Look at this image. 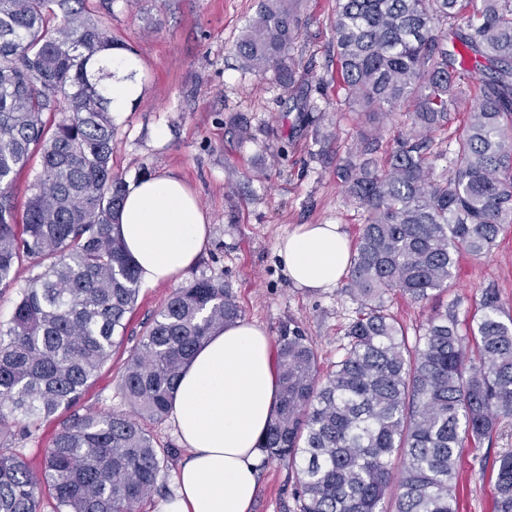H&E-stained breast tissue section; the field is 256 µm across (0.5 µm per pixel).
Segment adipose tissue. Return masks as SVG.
I'll list each match as a JSON object with an SVG mask.
<instances>
[{
	"label": "adipose tissue",
	"instance_id": "adipose-tissue-1",
	"mask_svg": "<svg viewBox=\"0 0 512 512\" xmlns=\"http://www.w3.org/2000/svg\"><path fill=\"white\" fill-rule=\"evenodd\" d=\"M104 63L112 72V109L125 111L140 91L135 60L116 50ZM119 232L146 286L184 275L209 240L205 212L172 176L127 186ZM349 255L348 239L336 224L300 225L278 246L288 278L313 290L335 287ZM275 405L269 336L246 321L215 332L186 367L174 394L172 418L185 458L175 494L160 512H249L257 449Z\"/></svg>",
	"mask_w": 512,
	"mask_h": 512
}]
</instances>
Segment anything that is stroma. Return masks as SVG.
I'll return each mask as SVG.
<instances>
[{
	"label": "stroma",
	"mask_w": 512,
	"mask_h": 512,
	"mask_svg": "<svg viewBox=\"0 0 512 512\" xmlns=\"http://www.w3.org/2000/svg\"><path fill=\"white\" fill-rule=\"evenodd\" d=\"M260 0H87L114 40L137 61L139 99L114 115L112 170L133 183L173 176L198 198L211 238L191 277L223 282L245 321L276 337L297 321L330 367L358 305L342 288L311 290L285 276L279 241L302 224H337L355 239L362 211L336 180V160L354 144L357 113L337 111L329 85L335 0H299L300 37L289 51L292 87L273 74L243 71L234 46ZM498 288L512 310V225L487 257L463 259L442 303L474 310L482 288ZM172 282L141 288L123 343L77 404L76 413L127 410L120 376L129 352L175 290ZM67 413L25 427L17 423L13 451L38 463ZM167 467L142 512H159L185 456L170 421L149 426ZM512 451V420L492 439L465 445L459 459L460 512H495L498 458ZM252 512H299L297 469L276 461L258 467Z\"/></svg>",
	"instance_id": "stroma-1"
}]
</instances>
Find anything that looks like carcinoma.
Returning <instances> with one entry per match:
<instances>
[{
	"label": "carcinoma",
	"mask_w": 512,
	"mask_h": 512,
	"mask_svg": "<svg viewBox=\"0 0 512 512\" xmlns=\"http://www.w3.org/2000/svg\"><path fill=\"white\" fill-rule=\"evenodd\" d=\"M84 0H0V288L39 269L0 323V512H140L166 455L137 417L164 420L184 368L211 335L242 318L224 284L177 289L124 365L133 413H73L35 470L9 450L12 422L72 409L122 343L140 281L115 231L126 181L112 172V77L119 48ZM336 98L365 117L336 165L366 212L346 292L359 303L336 364L290 319L276 336L278 399L261 443L299 466L300 512H458L464 443L512 418V312L482 289L461 334L459 303L437 305L409 341L386 299L426 303L460 259L488 255L512 224V0H336ZM299 36L291 0H261L235 46L242 68L290 81ZM450 174L434 173L433 133ZM400 127L385 161L379 125ZM41 170L18 207V181ZM497 512H512V452L496 468Z\"/></svg>",
	"instance_id": "cac0c4a2"
}]
</instances>
